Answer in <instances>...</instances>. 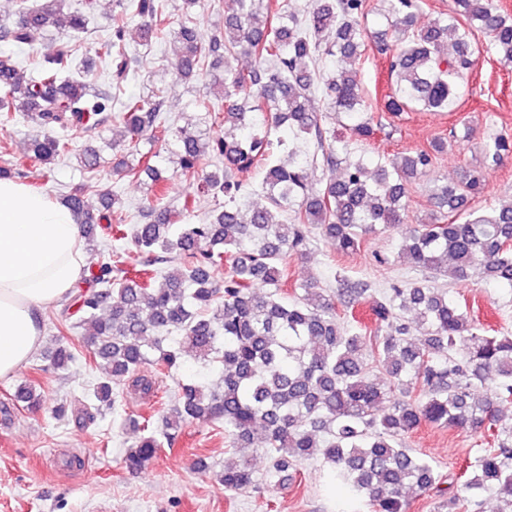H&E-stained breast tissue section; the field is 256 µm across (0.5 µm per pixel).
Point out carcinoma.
<instances>
[{
    "label": "carcinoma",
    "instance_id": "carcinoma-1",
    "mask_svg": "<svg viewBox=\"0 0 512 512\" xmlns=\"http://www.w3.org/2000/svg\"><path fill=\"white\" fill-rule=\"evenodd\" d=\"M114 2L120 14L139 19L140 46L170 43L183 79L206 75L221 89L222 102L202 97L194 103L208 131L173 125L160 89L113 95L140 64L123 23L97 43L95 61L76 72L73 40L87 31L97 0H84L80 11L71 10L69 0H16L18 22L0 37L29 46L51 26L64 41L30 75L0 60V127L22 117L42 127L30 159L47 165L72 153V140L59 131L90 135L119 121L130 138L126 159L112 174L144 175L154 186L155 201L146 202L142 220L131 225L114 192L102 195L107 213L98 218L81 191L61 198L79 220L88 250H96L102 220L112 238L129 244L100 252L63 309L68 326L84 330L89 364L106 373L91 396L114 410L132 395L155 397L158 377L182 366L184 346L201 368L221 369L219 388L203 380L181 383L161 425L143 419L125 469L144 470L189 421L221 423L239 454L220 475L227 492L259 488L246 455L258 443L270 457L271 486L288 485L299 464L319 459L361 502L350 512H406L410 491L444 494L437 466L403 442L428 424L488 432V447L477 449L464 488L494 495L511 509L512 427H497V417L512 406V335L486 334L448 292L425 282L396 285L379 297L366 283L345 282L336 292L312 282L291 292L285 286L288 258L309 253L313 232L348 254L366 236L406 223L409 187L430 175L448 144L472 135L468 125L461 136L453 127L448 137L395 158L351 151L335 129L321 124L315 100L346 117L359 142L374 135V117L353 72L327 74L323 59L353 62L367 50L385 55L394 84L387 114L414 107L452 112L477 64L476 32L487 38V49L512 62V15L495 0H453L448 15L423 23V0H385L396 23L369 30L361 22L365 0H312L301 12L288 0H232L224 27L205 36L192 15L171 17L164 0ZM233 54L253 65L213 73L220 58ZM143 139L174 146L183 180L199 194L224 195V209L173 234L188 204H159L167 184L157 154L141 151ZM510 152L512 137L497 135L484 146L482 166L450 183L432 180L437 210L402 238L399 261L453 280L512 285V203L467 210L484 191L486 172ZM78 159L89 172L100 166L92 147ZM206 161L215 170L201 176ZM316 168L331 176L312 183ZM252 169L263 172L259 202L249 199L240 179ZM172 254L180 256L174 265ZM220 269L221 288L214 279ZM338 301L350 317L336 312ZM364 301L367 323L355 315ZM81 358L69 345L48 355L50 366L63 370ZM143 364L153 365L155 376L135 374ZM488 378L491 396L475 397L474 387Z\"/></svg>",
    "mask_w": 512,
    "mask_h": 512
}]
</instances>
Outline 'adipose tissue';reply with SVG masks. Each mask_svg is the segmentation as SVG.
Returning <instances> with one entry per match:
<instances>
[{
	"label": "adipose tissue",
	"mask_w": 512,
	"mask_h": 512,
	"mask_svg": "<svg viewBox=\"0 0 512 512\" xmlns=\"http://www.w3.org/2000/svg\"><path fill=\"white\" fill-rule=\"evenodd\" d=\"M74 214L45 194L0 179V379L40 346V314L65 299L86 265Z\"/></svg>",
	"instance_id": "1"
}]
</instances>
